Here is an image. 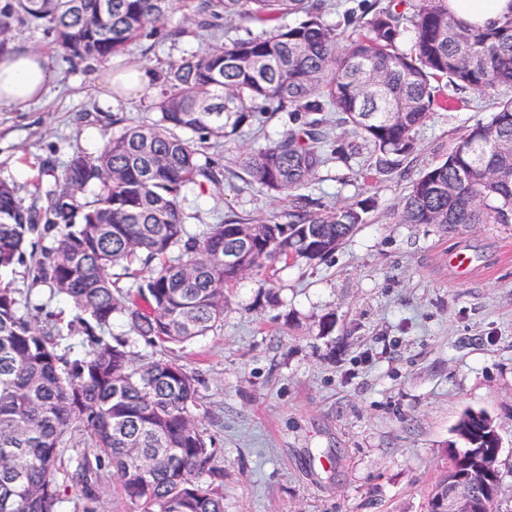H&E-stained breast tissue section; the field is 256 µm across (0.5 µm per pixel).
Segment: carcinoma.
<instances>
[{
    "label": "carcinoma",
    "instance_id": "1",
    "mask_svg": "<svg viewBox=\"0 0 512 512\" xmlns=\"http://www.w3.org/2000/svg\"><path fill=\"white\" fill-rule=\"evenodd\" d=\"M325 0H4L7 34L28 21L80 62L129 53L194 10L196 30L236 15L261 34L237 38L172 64L155 118L124 124L101 152L75 150L53 184L29 197L0 182V267L30 260V287L46 285L76 311L70 331L85 355L70 359L42 324L30 293L0 285V512H60L61 491L98 512L106 476L117 477L134 512H224L221 450L200 427L199 379L172 359L134 364L125 319L152 348L206 336L224 321L225 292L247 273L277 263L325 260L366 223L370 198L338 205L301 194L325 164L346 167L363 149L387 175L415 150L414 134L440 104V84L488 93L512 89V11L485 27L448 13V0H412L411 12L375 10L345 44L347 10L330 23ZM300 20L283 23L288 15ZM293 126L241 153L235 168L209 150L263 123L266 108ZM355 140L333 139L328 115ZM250 186L289 193L288 221L248 215L192 231L184 192L224 173ZM399 224H512V99L497 102L448 158L424 169L395 214ZM237 260L224 263V255ZM144 276L122 291L112 271ZM484 412L466 410L453 429L448 462L431 487L427 512L448 487H486L483 512L500 508V470L482 471L497 451Z\"/></svg>",
    "mask_w": 512,
    "mask_h": 512
}]
</instances>
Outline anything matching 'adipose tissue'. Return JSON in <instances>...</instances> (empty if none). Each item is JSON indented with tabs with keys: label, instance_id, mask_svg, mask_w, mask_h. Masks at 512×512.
Segmentation results:
<instances>
[{
	"label": "adipose tissue",
	"instance_id": "ef3b65f1",
	"mask_svg": "<svg viewBox=\"0 0 512 512\" xmlns=\"http://www.w3.org/2000/svg\"><path fill=\"white\" fill-rule=\"evenodd\" d=\"M455 17L473 25L512 11V0H448ZM53 72L45 56L21 50L0 57V105H20L38 100L52 81Z\"/></svg>",
	"mask_w": 512,
	"mask_h": 512
}]
</instances>
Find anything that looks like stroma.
Masks as SVG:
<instances>
[{
	"mask_svg": "<svg viewBox=\"0 0 512 512\" xmlns=\"http://www.w3.org/2000/svg\"><path fill=\"white\" fill-rule=\"evenodd\" d=\"M258 32L234 17L199 37L144 38L131 58L153 71L152 86L107 107L102 63L70 65L42 29L14 24L10 49L41 52L55 77L40 101L0 106V181L29 190L74 150L97 155L113 115L151 117L172 62ZM441 94L466 104L430 113L398 171L375 174L366 152L327 164L308 185L331 204L373 198L366 224L315 265L244 277L228 292L221 327L174 348L200 379L202 426L224 457V512H423L469 408L485 411L501 437L502 506L512 512V224L446 231L394 218L411 180L508 92ZM184 206L204 224L288 212L286 197L232 176L218 189L190 188ZM0 282L30 290L42 321L82 355L65 300L31 287L21 266L0 268Z\"/></svg>",
	"mask_w": 512,
	"mask_h": 512,
	"instance_id": "35a3bbf8",
	"label": "stroma"
}]
</instances>
